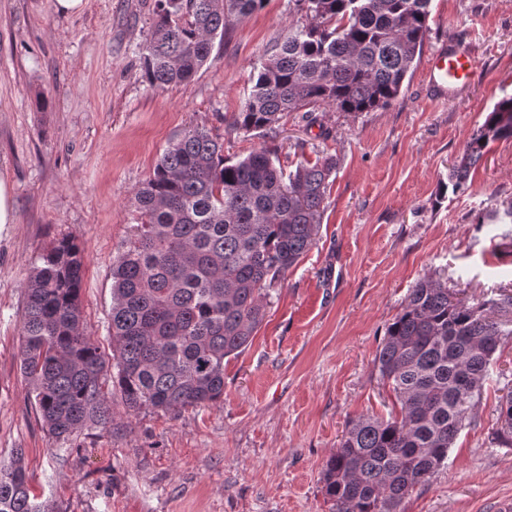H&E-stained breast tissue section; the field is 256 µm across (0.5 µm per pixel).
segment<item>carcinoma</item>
Listing matches in <instances>:
<instances>
[{
  "mask_svg": "<svg viewBox=\"0 0 512 512\" xmlns=\"http://www.w3.org/2000/svg\"><path fill=\"white\" fill-rule=\"evenodd\" d=\"M265 0H156L144 55L149 85L189 84L216 37ZM309 23L289 31L255 67L233 126L274 129L305 107L383 110L395 102L429 32L431 0H299ZM512 139V96L501 98L466 142L441 192L460 190L496 140ZM336 159L288 171L264 147L224 159V144L199 126L164 149L133 205L139 214L112 264V363L83 327V255L71 240L40 257L25 285L20 366L49 435L112 412L102 378L128 410L177 414L224 396V359L240 354L265 317L264 300L315 243ZM512 290L477 302L427 279L410 289L387 327L374 367L399 412L348 422L322 480L332 512H397L412 490L448 461L490 377L493 357L512 339ZM497 438L512 445V390L499 401ZM22 454L0 468V512H43Z\"/></svg>",
  "mask_w": 512,
  "mask_h": 512,
  "instance_id": "cac0c4a2",
  "label": "carcinoma"
}]
</instances>
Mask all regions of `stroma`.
<instances>
[{"mask_svg":"<svg viewBox=\"0 0 512 512\" xmlns=\"http://www.w3.org/2000/svg\"><path fill=\"white\" fill-rule=\"evenodd\" d=\"M154 5L84 0L62 14L55 0H0V179L16 216L0 227V466L22 449L48 512H331L322 472L347 422L394 408L373 359L410 289L430 277L474 299L512 289V224L477 221L512 201V140L491 142L463 189L440 191L512 95V0H431L423 52L390 108L324 106L250 133L232 117L256 64L306 24L304 11L268 0L215 41L191 83L158 90L143 67ZM452 38L481 70L443 100L427 66ZM191 125L234 161L263 146L291 168L335 157L316 241L271 290L251 344L225 361L222 401L133 413L108 383L111 427L51 438L20 370L25 283L55 240L74 239L85 332L111 355L112 264L138 218L132 198ZM497 356L447 467L400 512H501L512 501V446L494 440L512 340Z\"/></svg>","mask_w":512,"mask_h":512,"instance_id":"stroma-1","label":"stroma"}]
</instances>
